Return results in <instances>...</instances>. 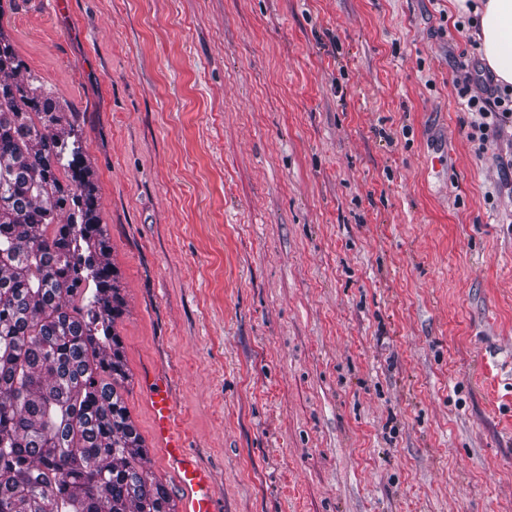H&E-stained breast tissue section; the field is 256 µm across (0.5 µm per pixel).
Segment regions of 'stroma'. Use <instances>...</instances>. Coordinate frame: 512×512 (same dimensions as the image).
Returning <instances> with one entry per match:
<instances>
[{
    "label": "stroma",
    "mask_w": 512,
    "mask_h": 512,
    "mask_svg": "<svg viewBox=\"0 0 512 512\" xmlns=\"http://www.w3.org/2000/svg\"><path fill=\"white\" fill-rule=\"evenodd\" d=\"M453 0H0L98 188L122 397L221 512H512V184ZM140 384L152 421L150 454L156 450L179 488L174 512H219L220 495L210 472L199 465L176 427V404L167 376L148 368L141 372Z\"/></svg>",
    "instance_id": "obj_1"
}]
</instances>
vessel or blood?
I'll use <instances>...</instances> for the list:
<instances>
[{
    "mask_svg": "<svg viewBox=\"0 0 512 512\" xmlns=\"http://www.w3.org/2000/svg\"><path fill=\"white\" fill-rule=\"evenodd\" d=\"M140 384L152 421L150 447L179 488L175 512H219L220 496L212 476L199 465L175 424L176 404L167 376L150 368L141 372Z\"/></svg>",
    "mask_w": 512,
    "mask_h": 512,
    "instance_id": "1",
    "label": "vessel or blood"
}]
</instances>
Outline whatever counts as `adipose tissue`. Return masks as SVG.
I'll return each mask as SVG.
<instances>
[{
	"mask_svg": "<svg viewBox=\"0 0 512 512\" xmlns=\"http://www.w3.org/2000/svg\"><path fill=\"white\" fill-rule=\"evenodd\" d=\"M472 10L486 66L495 83L512 86V0H481Z\"/></svg>",
	"mask_w": 512,
	"mask_h": 512,
	"instance_id": "1",
	"label": "adipose tissue"
}]
</instances>
